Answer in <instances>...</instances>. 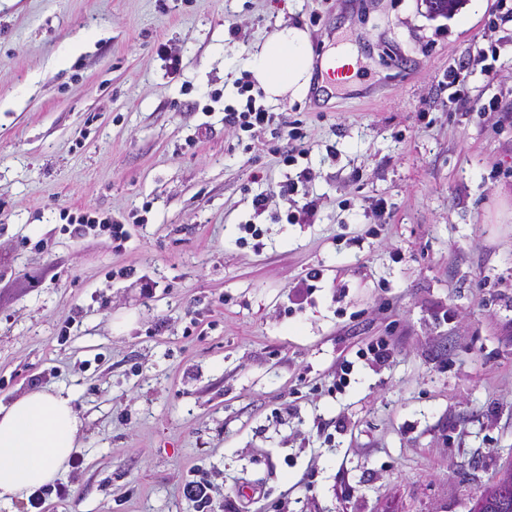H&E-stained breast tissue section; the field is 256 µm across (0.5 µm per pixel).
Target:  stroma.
I'll return each instance as SVG.
<instances>
[{"label":"stroma","instance_id":"35a3bbf8","mask_svg":"<svg viewBox=\"0 0 512 512\" xmlns=\"http://www.w3.org/2000/svg\"><path fill=\"white\" fill-rule=\"evenodd\" d=\"M280 23L356 72L329 101L267 102L303 122L291 166L286 137L224 122ZM80 207L123 222L121 248L75 234ZM381 338L386 364L357 358ZM60 388L81 464L51 512H195L182 486L202 473L215 512H470L512 463V17L0 0V403Z\"/></svg>","mask_w":512,"mask_h":512}]
</instances>
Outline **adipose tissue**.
Segmentation results:
<instances>
[{"label":"adipose tissue","mask_w":512,"mask_h":512,"mask_svg":"<svg viewBox=\"0 0 512 512\" xmlns=\"http://www.w3.org/2000/svg\"><path fill=\"white\" fill-rule=\"evenodd\" d=\"M245 66L268 100H302L313 67L310 35L295 24L278 25L248 51ZM80 426L76 398L64 389L35 390L0 405V508L60 476Z\"/></svg>","instance_id":"1"}]
</instances>
